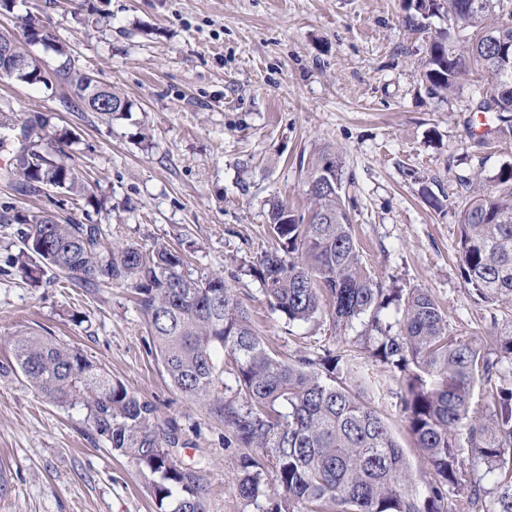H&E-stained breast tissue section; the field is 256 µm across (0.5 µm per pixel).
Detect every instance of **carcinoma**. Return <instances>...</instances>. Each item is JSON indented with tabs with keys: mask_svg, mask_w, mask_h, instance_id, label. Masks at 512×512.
Listing matches in <instances>:
<instances>
[{
	"mask_svg": "<svg viewBox=\"0 0 512 512\" xmlns=\"http://www.w3.org/2000/svg\"><path fill=\"white\" fill-rule=\"evenodd\" d=\"M406 22L448 14L450 27L426 36L420 74L429 93L453 91L474 68L483 86L470 102L490 140L512 135V9L505 0H408ZM18 54L27 33L0 32ZM78 92V111L109 118L133 103L107 89V103L89 90V73L62 69ZM53 116L24 121L33 136L15 151L0 179L25 196L49 185L75 200L85 187L64 160L62 148L44 146ZM338 186L309 195L310 213L298 215L273 201L267 214L275 241L248 268L263 285L271 308L290 323H308L332 306L334 325L351 328L364 317L377 333L374 355L403 375L402 412L408 432L434 479L416 488L409 464L382 415L343 381L353 358L341 352L293 358L269 348L233 289L219 275L193 276L186 257L162 242L105 246L97 224L61 223L46 211L17 210L0 224L26 226V252L41 265L21 264L29 277L52 270L48 283L81 288L123 286L134 291L170 384L184 397L207 402L233 437L252 449L242 457L237 490L258 512H448L450 488L459 484V449L469 448L495 475L494 512H512V324L490 352L454 333L448 314L422 289L380 287L363 264L345 204L340 157L323 149L310 158L308 181L323 165ZM492 188L469 193L460 215L459 267L481 300L512 305V165L491 177ZM395 306L396 323L383 312ZM14 360L28 384L49 402L86 411L93 435L112 451L157 476L153 494L162 512H205L201 469L175 459L185 443L174 422L160 424L156 408L112 378L77 347L35 330L10 338ZM229 357L218 364L216 354ZM481 388L490 412L473 407ZM233 393L232 397L225 392ZM272 467L274 486L267 482Z\"/></svg>",
	"mask_w": 512,
	"mask_h": 512,
	"instance_id": "carcinoma-1",
	"label": "carcinoma"
}]
</instances>
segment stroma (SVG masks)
I'll list each match as a JSON object with an SVG mask.
<instances>
[{
    "label": "stroma",
    "instance_id": "stroma-1",
    "mask_svg": "<svg viewBox=\"0 0 512 512\" xmlns=\"http://www.w3.org/2000/svg\"><path fill=\"white\" fill-rule=\"evenodd\" d=\"M16 0L0 30L20 32L36 16L53 35L33 53L51 86L0 79V110L53 113L70 131L69 163L90 203L24 198L0 181V206L51 211L58 220L99 224L111 240H164L185 253L196 276L223 275L269 346L281 354L353 350L364 397L388 420L418 487L433 478L401 412L400 372L353 344L361 325L335 328L329 314L305 324L269 307L248 268L273 241L271 201L307 211L306 164L330 147L341 156L363 261L386 288H422L460 329L494 346L512 307L474 299L457 264L456 178L489 179L512 163V137L481 144L467 107L482 81L470 75L448 96L420 80L424 36L404 22L402 0ZM69 50L76 67L133 103L107 119L69 106L56 77ZM17 225L0 226V512H159L152 477L93 436L85 410L48 402L12 369L10 336L45 328L75 345L142 399L159 421L176 422L178 458L202 467L206 512H256L237 492L240 458L223 421L169 383L130 289L87 290L27 281L13 266ZM462 477L448 495L464 507L495 481L463 449Z\"/></svg>",
    "mask_w": 512,
    "mask_h": 512
}]
</instances>
